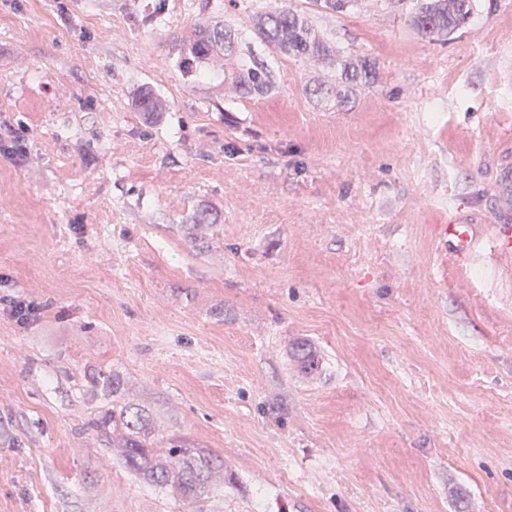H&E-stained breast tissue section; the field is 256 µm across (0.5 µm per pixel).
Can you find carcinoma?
<instances>
[{"instance_id": "obj_1", "label": "carcinoma", "mask_w": 512, "mask_h": 512, "mask_svg": "<svg viewBox=\"0 0 512 512\" xmlns=\"http://www.w3.org/2000/svg\"><path fill=\"white\" fill-rule=\"evenodd\" d=\"M477 7V0H415L410 22L421 37L445 40L471 19ZM253 33L284 55L321 57L328 53L308 21L286 0L262 13L254 23ZM233 43L232 31L203 24L195 30L190 50L204 60L216 48L223 45L230 48ZM272 87L270 72L264 64L255 63L249 71L246 91L265 93ZM292 354L301 374L310 376L319 371L320 360L307 342H294ZM93 382L112 392V407L95 415L84 424V429L117 445L126 469L155 486L170 489L192 512H201L212 491L213 475L224 469L223 457L185 438L158 439L152 435L148 415L118 400L121 387L118 375L100 371Z\"/></svg>"}]
</instances>
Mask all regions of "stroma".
<instances>
[{"instance_id":"obj_1","label":"stroma","mask_w":512,"mask_h":512,"mask_svg":"<svg viewBox=\"0 0 512 512\" xmlns=\"http://www.w3.org/2000/svg\"><path fill=\"white\" fill-rule=\"evenodd\" d=\"M272 2L0 0V127L28 150L0 156V296L42 308L0 313V512H184L84 431L101 370L223 456L206 512H512V253L437 238L495 231L512 0L439 41L389 0H291L320 60L255 38ZM216 21L232 51L194 59ZM256 59L273 88L247 94ZM440 241L445 248L451 249L462 260L467 261L471 255L474 238L471 224H445L441 227ZM0 306L1 312H5L21 326L36 321L41 315L37 304L16 297H0ZM292 354L296 359L301 374L310 376L319 371L320 360L312 351L310 345L306 341H295L292 344Z\"/></svg>"}]
</instances>
